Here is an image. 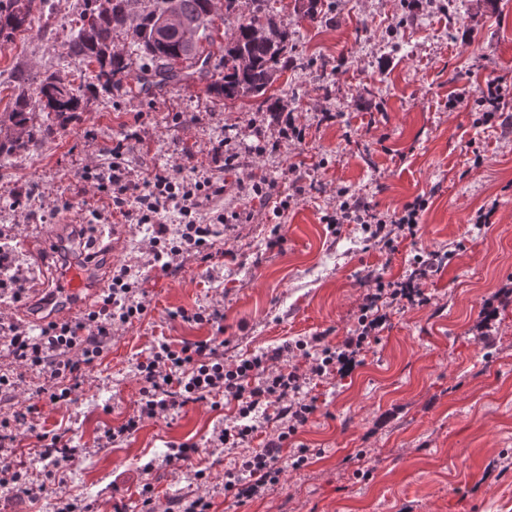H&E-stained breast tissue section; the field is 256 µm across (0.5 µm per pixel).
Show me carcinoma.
Listing matches in <instances>:
<instances>
[{
	"mask_svg": "<svg viewBox=\"0 0 512 512\" xmlns=\"http://www.w3.org/2000/svg\"><path fill=\"white\" fill-rule=\"evenodd\" d=\"M82 2L80 25L73 28L64 45V54L97 64V69L85 79L110 88L127 76V60L112 51V35L129 26L137 50L146 59L139 76L142 86H164L196 74H211L210 64L216 52L208 8L210 0H142L143 8L134 27L128 16L130 0H112L104 10L97 6L99 0ZM254 2L256 7L250 16L237 18L232 38L224 45V54L219 56L224 75L214 82V87L228 99L264 96L275 80L276 65L288 57V29L270 19L261 20L262 3L266 0ZM172 5L187 25L200 32L196 42L184 41L176 30L169 31L165 37L159 36V22ZM36 10L37 0H0V37L9 40L16 32L31 28ZM82 97V86L66 85L49 76L40 82L35 96L16 98L8 118L14 126L24 127L30 120L29 113L36 108L61 116L76 111ZM34 137L35 132L30 130L25 140H0V157L25 149Z\"/></svg>",
	"mask_w": 512,
	"mask_h": 512,
	"instance_id": "carcinoma-1",
	"label": "carcinoma"
}]
</instances>
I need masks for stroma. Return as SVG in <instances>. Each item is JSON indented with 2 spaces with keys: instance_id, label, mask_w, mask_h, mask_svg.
Wrapping results in <instances>:
<instances>
[{
  "instance_id": "stroma-1",
  "label": "stroma",
  "mask_w": 512,
  "mask_h": 512,
  "mask_svg": "<svg viewBox=\"0 0 512 512\" xmlns=\"http://www.w3.org/2000/svg\"><path fill=\"white\" fill-rule=\"evenodd\" d=\"M52 2L31 29L0 39L2 135H26L8 119L17 95L50 75L79 83L87 69L63 54L75 0ZM272 19L291 35L268 90L273 103L224 98L200 77L142 92L133 75L143 60L122 32L112 46L128 58L130 78L108 93L85 92L68 117L34 112L30 127L53 125V135L0 157V226H14L23 272L53 284L65 266L86 267L88 306L114 265L131 264L150 304L146 318L120 328L83 369L68 406L38 399L36 373L19 371L0 345V372L18 376L15 394L36 425L18 429L12 447L33 448L39 431L84 444L63 487L94 512H112L116 497L138 512L145 482L158 512L184 494L210 495L212 512H512V125L486 124L479 102L487 80L512 82V0H320L312 20L294 0H275ZM283 113L303 128L302 140L281 138ZM116 139L130 146L132 178L198 170L224 181L215 207L250 210L251 223L218 227L210 268L188 257L175 274L151 270L144 229L91 222L108 200L80 175L107 165ZM220 139L240 154L238 169L216 166L210 144ZM274 142L278 150L268 151ZM243 182L293 195L287 215L276 216L274 199L242 193ZM341 187L384 213L424 198L416 239L396 238L390 251L359 225L330 228L323 217L338 207ZM18 193L30 194L28 209L13 207ZM63 198L71 208H58ZM491 204L489 228L476 229L475 213ZM277 223L286 241L271 252ZM425 251L437 256L422 284L428 303L390 308L364 364L313 388L318 410L284 446L274 491L242 507L225 499L233 458L208 440L234 416L226 402L188 405L98 447L105 429L135 413L137 365L153 344L209 336L207 324L183 323L173 311L223 306L228 363L320 332L334 344L374 286L369 273L406 277ZM173 443L199 452L182 471L142 474ZM300 449L308 461L296 470Z\"/></svg>"
}]
</instances>
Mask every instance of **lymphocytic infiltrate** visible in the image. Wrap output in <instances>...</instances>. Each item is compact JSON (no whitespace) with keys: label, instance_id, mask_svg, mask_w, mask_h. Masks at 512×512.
<instances>
[{"label":"lymphocytic infiltrate","instance_id":"lymphocytic-infiltrate-1","mask_svg":"<svg viewBox=\"0 0 512 512\" xmlns=\"http://www.w3.org/2000/svg\"><path fill=\"white\" fill-rule=\"evenodd\" d=\"M108 152L111 165L98 173L84 170L82 179L93 183L109 200L112 215L129 224L150 225L149 263L162 272L176 270L189 255L200 263H210L208 240L215 225L245 224L252 218L248 212L228 216L223 210L210 208V201L224 194L223 181L215 177L181 178L156 169L134 180L124 166V142H113ZM339 194L342 202L334 213L326 215V223L365 225L371 241L388 248L394 245L392 231H399L406 238L417 236L424 207L422 198H415L388 215L377 212L368 201L349 196L347 189H340ZM170 211L179 214L182 223L176 238L160 222L162 213ZM433 269L432 260L420 257L406 279L376 278L374 292L366 294L360 307L356 328L336 344L326 343L320 334L297 341L295 346L263 350L230 364L224 361L223 311L217 307L207 313L177 311L176 316L182 321L209 324L212 336L181 346L166 340L156 342L138 365L142 398L136 412L105 432V441H123L144 420L161 418L189 404L227 400L235 405L237 420L215 428L210 443L215 448H242L246 454L238 466L225 471L224 492L240 505L262 496L279 483L282 448L317 411L315 399L305 393L307 385L332 376H348L362 366L370 344L387 322L382 300L387 298L405 306L426 304L422 282ZM148 307V301L139 295L135 271L131 265L120 264L113 267L112 285L94 308L69 320L48 322L35 336L25 323L0 316V338L16 363L38 372L42 382L35 389L37 397L54 405H68L73 401L82 368L95 362L118 327L144 318ZM294 350L307 360L306 369L284 368V361ZM271 406L279 409L280 430L269 436L262 448L250 450L249 445L259 432L252 415ZM26 422L27 415L21 407H14L7 415L0 413V487L17 488L23 496L36 501L46 494V484L29 483L12 457L1 451L6 442L13 440L15 426Z\"/></svg>","mask_w":512,"mask_h":512}]
</instances>
